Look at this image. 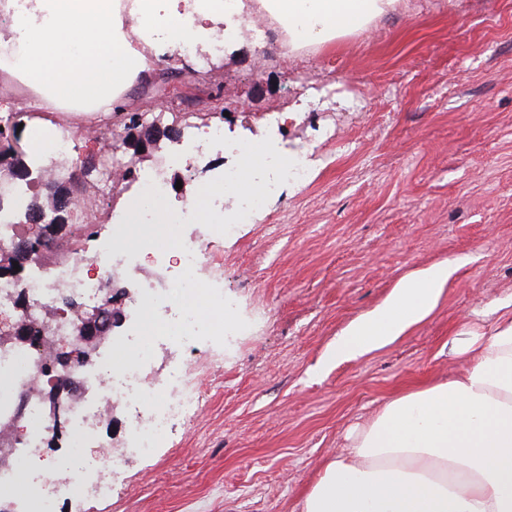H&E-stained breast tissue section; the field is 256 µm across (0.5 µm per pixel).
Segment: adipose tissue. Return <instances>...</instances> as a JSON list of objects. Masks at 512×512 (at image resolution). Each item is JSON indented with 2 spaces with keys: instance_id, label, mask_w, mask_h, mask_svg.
Instances as JSON below:
<instances>
[{
  "instance_id": "adipose-tissue-1",
  "label": "adipose tissue",
  "mask_w": 512,
  "mask_h": 512,
  "mask_svg": "<svg viewBox=\"0 0 512 512\" xmlns=\"http://www.w3.org/2000/svg\"><path fill=\"white\" fill-rule=\"evenodd\" d=\"M27 20L0 28V76L23 77L42 118L34 155L52 159L48 129L80 115L92 124L120 108L135 82L161 62L200 51L224 23L219 0H25ZM395 0H252L289 35L325 43L364 28ZM188 12L192 25L179 24ZM457 262L402 279L377 308L353 322L327 352L353 360L402 337L434 310ZM463 366L448 381L389 399L348 444L328 458L302 512H512V309L493 331L453 340Z\"/></svg>"
}]
</instances>
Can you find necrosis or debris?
<instances>
[{
	"instance_id": "necrosis-or-debris-1",
	"label": "necrosis or debris",
	"mask_w": 512,
	"mask_h": 512,
	"mask_svg": "<svg viewBox=\"0 0 512 512\" xmlns=\"http://www.w3.org/2000/svg\"><path fill=\"white\" fill-rule=\"evenodd\" d=\"M179 123L187 136L177 144L170 164L194 161L201 150L224 144L223 124L202 125L189 113L181 114ZM308 173L309 158L299 151L290 158L269 155L254 175L264 190L271 192L288 179L305 181ZM240 175L237 166L217 171L215 190L203 199L211 217L203 232L169 239L147 237L138 245H129L130 215L139 214L146 223L152 219L142 208V198L135 196L113 214L109 235L99 241L90 256L68 259L19 281L0 277V316L40 327L46 339L55 344L68 337L73 317L65 311L45 320L46 307L64 298L87 308L101 307L113 270L133 267L142 251H154L157 267L156 282L145 285L131 305L130 343L110 346L95 363L75 368L83 392L67 402L61 421L48 416L38 396L39 389L54 376L46 351L37 347L0 348V430L12 438L17 463L41 455L59 433L67 435V451L53 474L37 480L41 493L30 501V512H59L61 499L74 493L92 499L111 493L113 453L108 449L93 453L89 447L99 443L106 413L113 405H126L131 410L126 434L129 451L135 455H147L160 447L173 427L192 415L199 400L186 391L182 365H169L161 380H153L154 352L162 345L192 349L202 340L221 341L239 332L235 307L224 296L223 280L201 278L197 272L209 262L204 236L234 235L239 219L261 203L259 195L246 194L239 197L233 214H225L222 189ZM171 247L178 249L183 267L194 271V278L174 281L165 259V251ZM93 266L98 269L94 276L89 273ZM178 293L205 301L219 311V318L208 320L192 305L175 304ZM16 391L29 398L20 410L11 401Z\"/></svg>"
}]
</instances>
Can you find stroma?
I'll use <instances>...</instances> for the list:
<instances>
[{"mask_svg":"<svg viewBox=\"0 0 512 512\" xmlns=\"http://www.w3.org/2000/svg\"><path fill=\"white\" fill-rule=\"evenodd\" d=\"M139 83L124 109L223 120L238 144L308 141L307 184L288 183L235 237L215 240L214 271L236 304L234 345L193 355L200 405L161 448L126 457L105 500L62 512H301L325 459L391 397L459 371L464 325L492 331L512 303V0H397L366 28L309 55H257L240 43L209 69L183 57ZM297 113L282 138L259 124ZM118 166L87 185L99 224L68 229L58 258L105 232L125 166L158 154L117 148L112 123L86 129L74 162ZM460 261L434 311L394 344L324 364L345 329L400 280Z\"/></svg>","mask_w":512,"mask_h":512,"instance_id":"35a3bbf8","label":"stroma"}]
</instances>
